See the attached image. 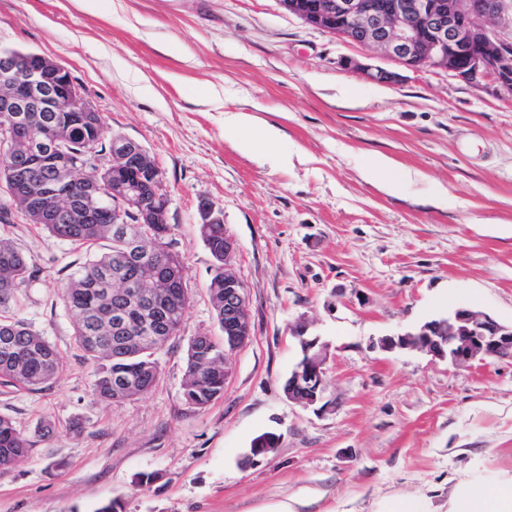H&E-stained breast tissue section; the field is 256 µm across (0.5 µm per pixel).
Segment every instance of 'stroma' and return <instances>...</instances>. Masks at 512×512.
<instances>
[{"mask_svg":"<svg viewBox=\"0 0 512 512\" xmlns=\"http://www.w3.org/2000/svg\"><path fill=\"white\" fill-rule=\"evenodd\" d=\"M0 45L67 68L106 134L140 143L163 173L169 238L191 303L147 393L104 402L62 294L91 252L13 213L0 224L39 279L26 319L58 351L43 390L0 385V415L34 442L0 475V512H377L423 494L448 508L452 470L512 472V359L454 366L372 349L460 305L512 323V93L427 67L390 86L345 70L366 51L304 24L278 0H0ZM148 76L156 96L138 90ZM279 126L308 164L240 154L224 114ZM422 178L388 195L362 179L372 154ZM448 187L447 206L431 203ZM216 204L237 253L251 338L222 398L182 396L188 341L222 340L207 286L214 259L197 205ZM306 322L326 346L329 408L288 400ZM280 436L259 462L257 435ZM143 473L156 482L139 486Z\"/></svg>","mask_w":512,"mask_h":512,"instance_id":"stroma-1","label":"stroma"}]
</instances>
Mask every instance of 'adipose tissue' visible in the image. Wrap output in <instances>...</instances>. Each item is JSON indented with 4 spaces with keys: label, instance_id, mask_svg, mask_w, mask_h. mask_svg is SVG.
<instances>
[{
    "label": "adipose tissue",
    "instance_id": "adipose-tissue-1",
    "mask_svg": "<svg viewBox=\"0 0 512 512\" xmlns=\"http://www.w3.org/2000/svg\"><path fill=\"white\" fill-rule=\"evenodd\" d=\"M224 130L235 134L241 152L268 158L282 169L292 168L294 151L278 149L280 132L266 121L246 112L228 111L224 114ZM362 176L381 183L391 194L420 179L418 172L396 170L393 161L382 154L365 160ZM447 512H512V473L487 470L450 477Z\"/></svg>",
    "mask_w": 512,
    "mask_h": 512
}]
</instances>
